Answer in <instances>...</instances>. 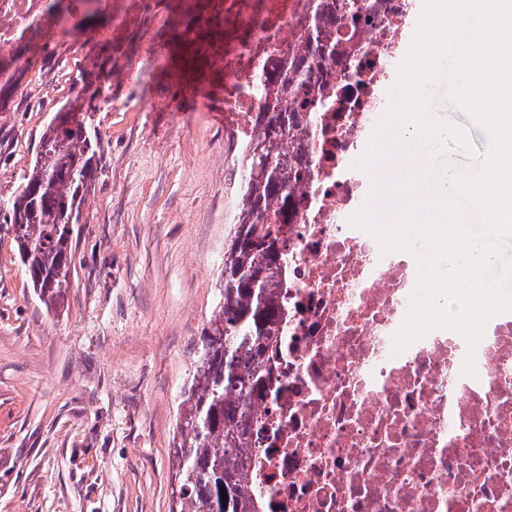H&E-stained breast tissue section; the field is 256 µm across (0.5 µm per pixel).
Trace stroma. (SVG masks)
<instances>
[{"label": "stroma", "mask_w": 512, "mask_h": 512, "mask_svg": "<svg viewBox=\"0 0 512 512\" xmlns=\"http://www.w3.org/2000/svg\"><path fill=\"white\" fill-rule=\"evenodd\" d=\"M127 0L134 39L117 71L166 55L172 16ZM112 26L84 21L0 80V201L23 186L45 126L79 94ZM91 120L96 179L74 225L61 306L35 294L0 232V512H170L173 432L193 347L219 299L233 235L240 141L224 84L191 97L157 75L111 78ZM432 116L465 128L436 152L479 174L490 135L438 88Z\"/></svg>", "instance_id": "1"}]
</instances>
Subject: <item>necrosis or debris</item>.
<instances>
[{"label":"necrosis or debris","mask_w":512,"mask_h":512,"mask_svg":"<svg viewBox=\"0 0 512 512\" xmlns=\"http://www.w3.org/2000/svg\"><path fill=\"white\" fill-rule=\"evenodd\" d=\"M307 0H265L224 40V110L239 132L250 88L276 64ZM369 22L339 25L367 52L361 84L326 65L339 97L298 137L306 171L279 279L287 327L254 410L246 466L260 512H512V314L493 316L476 348L436 329L406 346L397 334L416 288L417 249L383 250L359 201L373 189L361 158L396 77L394 48L412 0H374ZM98 0H0V60L18 41L76 28ZM473 355L475 376L462 367Z\"/></svg>","instance_id":"obj_1"}]
</instances>
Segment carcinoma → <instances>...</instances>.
<instances>
[{
    "instance_id": "carcinoma-1",
    "label": "carcinoma",
    "mask_w": 512,
    "mask_h": 512,
    "mask_svg": "<svg viewBox=\"0 0 512 512\" xmlns=\"http://www.w3.org/2000/svg\"><path fill=\"white\" fill-rule=\"evenodd\" d=\"M371 0H344L356 21ZM336 13L325 0L306 17L280 64L254 85L259 100L243 145L241 199L231 243L224 251L221 301L196 343V360L179 402L173 438L172 512H257L244 459L252 406L263 397L268 353L284 312L278 277L287 265L281 238L292 223L291 198L302 172L297 137L309 113L324 112L334 94L324 79L329 62L346 65L334 38ZM273 165H256V151ZM96 133L86 112H57L43 130L34 166L7 203L9 225L32 287L55 308L70 286L73 211L95 181Z\"/></svg>"
}]
</instances>
